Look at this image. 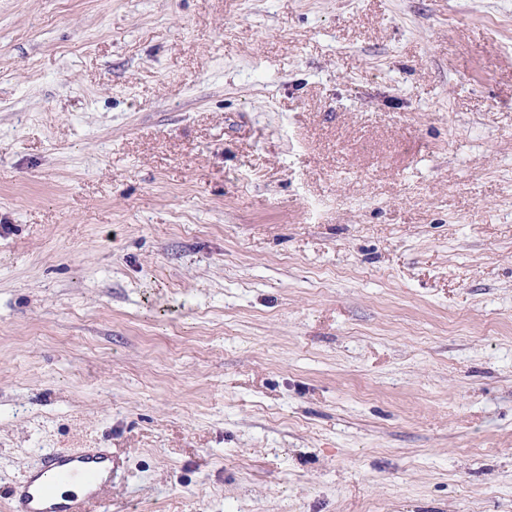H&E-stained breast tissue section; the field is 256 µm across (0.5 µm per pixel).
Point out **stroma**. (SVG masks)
<instances>
[{
    "instance_id": "obj_1",
    "label": "stroma",
    "mask_w": 512,
    "mask_h": 512,
    "mask_svg": "<svg viewBox=\"0 0 512 512\" xmlns=\"http://www.w3.org/2000/svg\"><path fill=\"white\" fill-rule=\"evenodd\" d=\"M512 512V0H0V490ZM80 493L59 495V492ZM112 484V452L107 448L52 450L20 481L7 489L10 512H93L105 488Z\"/></svg>"
}]
</instances>
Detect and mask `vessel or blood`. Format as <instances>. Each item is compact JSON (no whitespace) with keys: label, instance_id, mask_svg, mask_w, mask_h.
Segmentation results:
<instances>
[{"label":"vessel or blood","instance_id":"vessel-or-blood-1","mask_svg":"<svg viewBox=\"0 0 512 512\" xmlns=\"http://www.w3.org/2000/svg\"><path fill=\"white\" fill-rule=\"evenodd\" d=\"M80 485L77 494L61 495L60 485ZM112 483V453L106 448L52 450L20 481L7 489L9 512H93Z\"/></svg>","mask_w":512,"mask_h":512}]
</instances>
